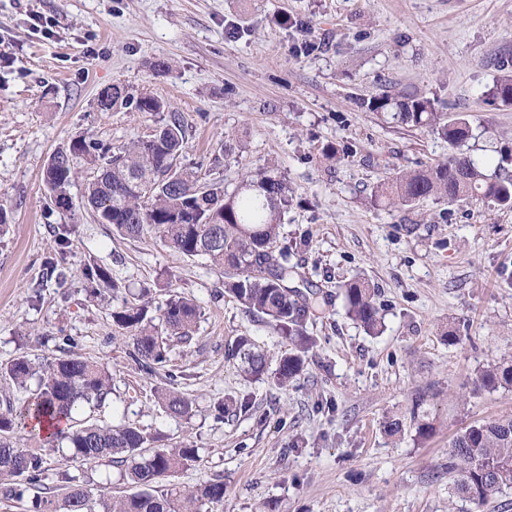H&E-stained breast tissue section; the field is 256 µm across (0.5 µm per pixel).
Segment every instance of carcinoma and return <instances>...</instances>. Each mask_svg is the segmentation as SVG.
<instances>
[{
	"label": "carcinoma",
	"mask_w": 512,
	"mask_h": 512,
	"mask_svg": "<svg viewBox=\"0 0 512 512\" xmlns=\"http://www.w3.org/2000/svg\"><path fill=\"white\" fill-rule=\"evenodd\" d=\"M486 96L503 107L512 106V74L497 79ZM369 112H391L412 127L425 129L448 141V158L424 168L408 171L377 187L371 202L411 205L434 197L448 203L485 200L512 208V177L487 174L464 152L471 136L462 116L448 119L436 101L418 94L385 92L359 102ZM112 107L137 112H163L165 102L150 94L134 95L125 86L112 85ZM187 148L182 120L169 116L160 120L154 133L118 145L91 138L72 141L57 151L44 172L50 203L68 210L67 193L74 175L73 159L85 160L92 171L85 187L84 203L101 224H110L124 238L138 239L152 232L163 245L187 259L207 257L224 268V291L233 295L246 312L256 316L279 335L288 338L294 350L280 357L269 370V356L248 337L238 343L244 371L254 377L273 375L281 387L288 386L303 371L311 346L305 335L307 321L321 306L318 293L292 285L302 278L290 263L292 247L279 244L284 213L293 201L286 179L268 166L247 171L238 188L228 192L224 179H206L180 163ZM69 268L51 259L42 277L64 282ZM90 296L102 290H119L112 270L98 265L83 268ZM348 313L374 332L381 325L375 289L365 282L342 288ZM201 309L193 300L172 294L160 314H151L148 303L124 304L112 311L115 325L132 340L130 356L148 375L166 366L173 338L187 340ZM60 354L39 364L18 355L0 364V374L28 393L23 405H7L0 412V488L21 501L29 486L45 479V454L26 448L15 437L26 429L29 418L65 427L50 436L69 457L87 463L118 459L128 463L126 480L139 487L130 496L114 497L109 488L88 489L69 470L54 472L55 488L45 487L31 500V512H213L224 504V482L209 480L169 491L159 481L197 461L198 449L181 444L150 448L154 437L131 424H112L94 417L112 394V373L101 363L72 350V340L62 339ZM482 387L512 386V362L487 367L480 375ZM157 398L174 419L191 414L192 402L173 388H160ZM448 472L454 474L458 497L484 503L497 492L512 489V417L498 418L465 427L452 439Z\"/></svg>",
	"instance_id": "obj_1"
}]
</instances>
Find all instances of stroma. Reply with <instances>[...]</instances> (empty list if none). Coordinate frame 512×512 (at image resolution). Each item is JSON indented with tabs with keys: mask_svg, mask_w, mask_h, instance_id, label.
Instances as JSON below:
<instances>
[{
	"mask_svg": "<svg viewBox=\"0 0 512 512\" xmlns=\"http://www.w3.org/2000/svg\"><path fill=\"white\" fill-rule=\"evenodd\" d=\"M507 71L512 0H0V205L11 216L0 234V362L41 361L72 338L75 353L112 371L106 420L198 448L196 463L162 483L222 478L224 512H512V489L476 505L452 494L448 473L456 432L512 416V389L478 386L488 365L512 358V208L431 197L372 205L377 185L445 160L448 143L356 104L386 91L433 98L469 121L475 159L512 173L503 159L512 107L485 97ZM116 82L178 115L183 165L217 168L229 188L245 166L273 165L286 178L293 204L280 238L307 239L290 261L327 299L306 325L315 345L288 386L246 375L233 357L242 336L273 361L290 344L224 294L222 268L94 220L82 204L83 160L72 210L51 207L44 170L73 138L117 144L153 131L157 114L98 108ZM49 258L65 260V283L43 281ZM88 263L120 281L107 301L88 296ZM355 276L377 291L380 334L346 314L339 286ZM173 291L201 316L191 341L173 342L150 376L111 312L160 306ZM166 386L192 401L188 419L158 404L154 390ZM245 399L249 412L216 418L217 401ZM390 419L401 432L386 431ZM421 422L429 435L418 434ZM68 468L88 488L133 491L121 464Z\"/></svg>",
	"mask_w": 512,
	"mask_h": 512,
	"instance_id": "35a3bbf8",
	"label": "stroma"
}]
</instances>
